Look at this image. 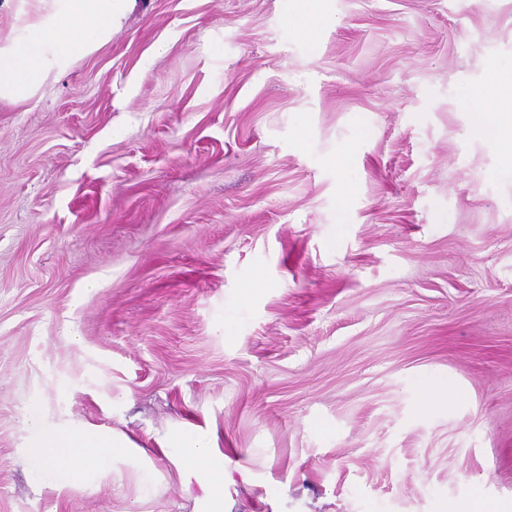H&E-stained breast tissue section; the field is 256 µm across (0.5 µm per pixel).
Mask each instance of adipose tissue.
Segmentation results:
<instances>
[{"label": "adipose tissue", "instance_id": "adipose-tissue-1", "mask_svg": "<svg viewBox=\"0 0 512 512\" xmlns=\"http://www.w3.org/2000/svg\"><path fill=\"white\" fill-rule=\"evenodd\" d=\"M29 19L20 39L0 43V101L30 99L53 72L69 67L112 39V22L133 0H20ZM480 106L476 121L500 139V166L512 172V114L499 101L512 97V80L500 84L494 98L473 92ZM29 432L26 448L31 485L60 493L74 484L128 472L142 497L151 496L159 477L143 448L113 430H90L68 423L49 425L41 401L25 412ZM167 455L179 465L186 481L196 482L202 512H224V455L210 434L189 425L168 430L160 439Z\"/></svg>", "mask_w": 512, "mask_h": 512}]
</instances>
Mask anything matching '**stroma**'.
<instances>
[{"label":"stroma","mask_w":512,"mask_h":512,"mask_svg":"<svg viewBox=\"0 0 512 512\" xmlns=\"http://www.w3.org/2000/svg\"><path fill=\"white\" fill-rule=\"evenodd\" d=\"M511 65L512 0H137L0 104V512H194L182 421L224 512H502L512 175L468 92ZM35 399L156 494L35 492ZM169 457L179 465V472L188 485L194 480L202 504L199 512L224 511V453L214 448L210 434L189 425L168 430L159 441Z\"/></svg>","instance_id":"35a3bbf8"}]
</instances>
